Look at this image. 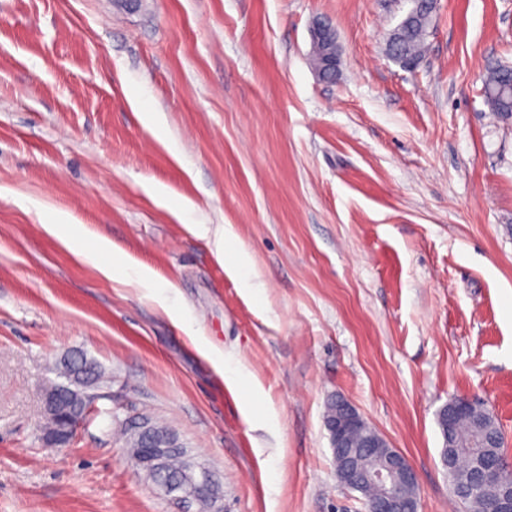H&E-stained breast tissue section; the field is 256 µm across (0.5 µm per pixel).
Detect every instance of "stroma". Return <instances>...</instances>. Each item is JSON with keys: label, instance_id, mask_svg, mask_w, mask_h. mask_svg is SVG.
Returning <instances> with one entry per match:
<instances>
[{"label": "stroma", "instance_id": "obj_1", "mask_svg": "<svg viewBox=\"0 0 512 512\" xmlns=\"http://www.w3.org/2000/svg\"><path fill=\"white\" fill-rule=\"evenodd\" d=\"M412 6L0 0V512H180L126 453L141 416L210 469L223 512H365L336 477L338 396L416 470L419 512H467L439 410L481 403L512 456V120L483 96L512 65V0H438L408 71L389 38ZM47 211L174 284V312ZM74 354L104 378L57 446L44 394ZM311 37L315 40L322 41L324 46L330 45L332 50L330 53H325L322 49H319L316 45L312 47L311 60L314 68H319L322 65L323 55L326 57L325 67L328 70L338 69L340 60L337 54H335L336 32L331 28L323 24L322 21H316L313 25ZM334 47V48H333ZM67 214H51L46 229L56 236H61L63 241L83 259L84 262L96 267L109 279L119 278L123 282H135L145 288H165L169 291L175 288L171 283H157L149 271L133 264L121 261L112 253V242L99 238L91 245L87 242L79 224H71ZM339 408L340 417L336 420H331L336 417L337 405L336 400L328 402L326 410V419H328V421H325V423L334 445L341 448V439L343 437L345 424L354 422L361 416L354 406L343 399L339 400Z\"/></svg>", "mask_w": 512, "mask_h": 512}]
</instances>
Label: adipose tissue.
I'll list each match as a JSON object with an SVG mask.
<instances>
[{
  "label": "adipose tissue",
  "instance_id": "ef3b65f1",
  "mask_svg": "<svg viewBox=\"0 0 512 512\" xmlns=\"http://www.w3.org/2000/svg\"><path fill=\"white\" fill-rule=\"evenodd\" d=\"M47 229L50 233L61 236L84 262L96 267L105 277L134 282L146 288L155 287L156 282L149 271L121 261L113 253L112 243L107 239L88 241L81 226L71 223L67 214L50 215Z\"/></svg>",
  "mask_w": 512,
  "mask_h": 512
}]
</instances>
